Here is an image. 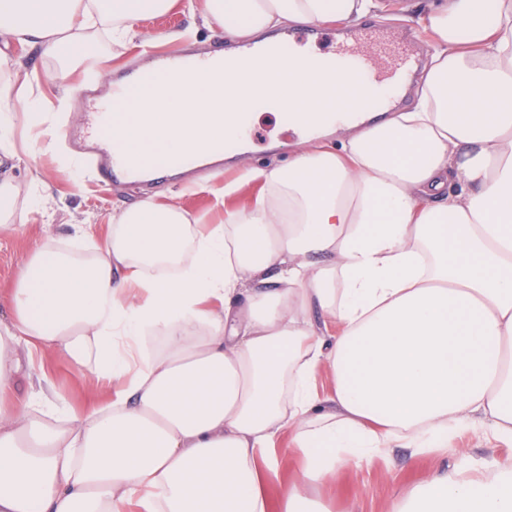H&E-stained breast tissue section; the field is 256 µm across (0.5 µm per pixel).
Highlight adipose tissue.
<instances>
[{"mask_svg":"<svg viewBox=\"0 0 512 512\" xmlns=\"http://www.w3.org/2000/svg\"><path fill=\"white\" fill-rule=\"evenodd\" d=\"M380 8L0 0V230L21 200L17 123L45 122L25 92L33 52L60 61L59 80L99 78V32L127 44L142 20L181 12L223 30V74L133 91L113 143L140 163L206 154L260 112L299 135L287 164H240L215 194L218 223L149 196L113 213L94 254L42 244L25 258L0 301V512H269L258 468L286 429L303 466L278 512H327L312 487L386 449L444 448L463 427L512 442V0H428L430 62L413 106L386 118L368 104L388 83L283 39ZM251 41L271 54L241 58ZM38 351L112 396L74 411L47 394ZM21 375L38 389L4 403ZM388 512H512V462L438 470Z\"/></svg>","mask_w":512,"mask_h":512,"instance_id":"ef3b65f1","label":"adipose tissue"}]
</instances>
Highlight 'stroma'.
I'll use <instances>...</instances> for the list:
<instances>
[{
    "label": "stroma",
    "mask_w": 512,
    "mask_h": 512,
    "mask_svg": "<svg viewBox=\"0 0 512 512\" xmlns=\"http://www.w3.org/2000/svg\"><path fill=\"white\" fill-rule=\"evenodd\" d=\"M361 27L392 39L410 35L415 49L427 51L428 45L420 31L415 10L401 13L400 17L384 19L378 16L361 20ZM142 30L158 34H181L182 45L191 51L202 52L213 48L221 33L195 23L186 14H170L141 22ZM55 60L33 56L29 89L43 101L46 121L42 129H31L18 124V148L36 144L35 154L25 164L16 168L14 175L22 194L41 197L43 213L27 212L18 208L14 225L0 231V295L13 288L20 263L35 245L49 241L87 252L101 243L110 232V218L116 209L130 206L140 199L161 192L178 195L180 203L196 215L215 221L220 217L214 209V190L223 188L234 177L233 169H225L220 180H206L204 173H197L196 181H209L207 191L186 190L187 176L161 177L155 187L137 182L113 180L107 191H96L91 180V170L73 155L67 130L84 127L87 105L78 99L77 90L82 80H75V89L68 96H61L58 88L48 84L45 71L56 68ZM297 139L277 116L270 112L257 115L250 139L249 162L273 164L288 157V146ZM86 224L91 236L76 239L74 225ZM48 379L77 410L104 402L109 396L105 382L86 375L73 362L48 355L41 362ZM279 464L275 469L262 470V482L270 504H277L289 481L301 465L299 453L290 445L289 433H282L277 444ZM512 458V443L488 442L470 429L456 432L447 447L422 454L408 448H391L370 463L342 468L335 483L321 485L316 494L325 501L332 512H387L395 489L404 485L422 483L427 476L443 467H466L475 462Z\"/></svg>",
    "instance_id": "stroma-1"
}]
</instances>
